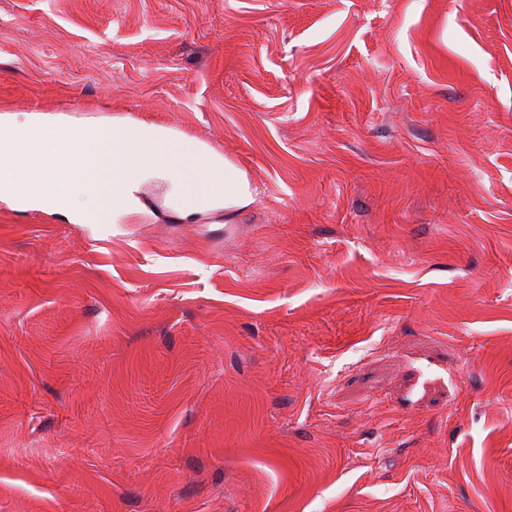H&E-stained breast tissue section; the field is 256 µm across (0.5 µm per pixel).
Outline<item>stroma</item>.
<instances>
[{
	"label": "stroma",
	"mask_w": 512,
	"mask_h": 512,
	"mask_svg": "<svg viewBox=\"0 0 512 512\" xmlns=\"http://www.w3.org/2000/svg\"><path fill=\"white\" fill-rule=\"evenodd\" d=\"M30 111L259 196L0 202V512H512V0H0Z\"/></svg>",
	"instance_id": "1"
}]
</instances>
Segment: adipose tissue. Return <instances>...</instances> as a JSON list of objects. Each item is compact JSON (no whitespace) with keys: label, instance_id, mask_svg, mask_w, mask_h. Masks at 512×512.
<instances>
[{"label":"adipose tissue","instance_id":"1","mask_svg":"<svg viewBox=\"0 0 512 512\" xmlns=\"http://www.w3.org/2000/svg\"><path fill=\"white\" fill-rule=\"evenodd\" d=\"M257 197L247 169L168 126L0 117V201L18 209L47 207L74 224H120L153 210L183 224H234Z\"/></svg>","mask_w":512,"mask_h":512}]
</instances>
